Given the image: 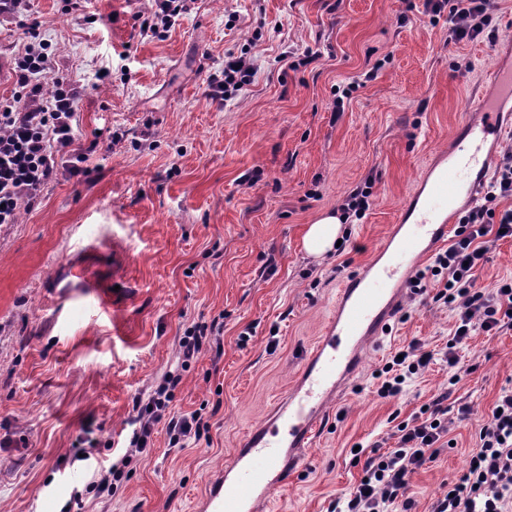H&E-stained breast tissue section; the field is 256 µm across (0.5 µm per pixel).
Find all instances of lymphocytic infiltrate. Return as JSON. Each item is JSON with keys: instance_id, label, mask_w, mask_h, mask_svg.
Returning <instances> with one entry per match:
<instances>
[{"instance_id": "lymphocytic-infiltrate-1", "label": "lymphocytic infiltrate", "mask_w": 512, "mask_h": 512, "mask_svg": "<svg viewBox=\"0 0 512 512\" xmlns=\"http://www.w3.org/2000/svg\"><path fill=\"white\" fill-rule=\"evenodd\" d=\"M432 21L447 17L449 41L461 44L476 39L492 25L493 0H424ZM52 68L50 44L28 43L14 57L12 72L18 95L0 99V225L18 221L21 208H34L45 186L60 170L87 174L86 150L74 148V121L80 96L78 86L66 76L53 78V89L44 92L41 79ZM256 68L247 54L228 56L221 76L211 77L210 97L232 100L249 86ZM50 76V75H49ZM512 150H506L488 183L481 203L462 211L454 241L437 254L432 265L418 271L408 288L411 295H432L448 305L455 317L453 333L445 348L429 350L411 340L375 373L382 398H394L406 381L425 372L434 360L448 366L445 388L420 415L398 424L393 448L373 445L362 476L349 495L337 499L332 512H391L407 489V476L433 460L435 444L450 425L471 414L466 404H452V387L461 379V360L473 336L512 328V279L492 288L477 287V273L489 261L488 239H512ZM224 328L194 325L179 341L178 368L166 372L147 398H135L136 430L120 462L97 470L89 489L96 496L111 497L124 476V468L148 451L157 425H164L170 445H184L200 438L205 428L200 411L174 413L171 403L181 381L180 372L197 360L207 346L219 343ZM497 411L479 432L480 446L463 475L435 501L432 512H512V389L496 402Z\"/></svg>"}]
</instances>
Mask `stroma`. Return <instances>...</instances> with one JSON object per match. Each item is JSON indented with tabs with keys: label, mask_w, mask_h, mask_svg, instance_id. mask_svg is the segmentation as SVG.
I'll use <instances>...</instances> for the list:
<instances>
[{
	"label": "stroma",
	"mask_w": 512,
	"mask_h": 512,
	"mask_svg": "<svg viewBox=\"0 0 512 512\" xmlns=\"http://www.w3.org/2000/svg\"><path fill=\"white\" fill-rule=\"evenodd\" d=\"M29 0L34 29L0 25V60L38 38L54 72L86 85L75 145L88 176L59 174L41 203L0 226V512H206L212 482L247 430L294 381L342 279L383 238L426 164L447 149L489 72L512 51V0H497L495 41H448L447 21L403 0H190L160 37L141 35L151 0ZM248 49L253 84L235 100L205 96L224 57ZM317 62L300 65L304 51ZM473 62L456 70L457 58ZM112 80L98 82L100 69ZM359 87L335 112L338 89ZM120 142L105 150L107 133ZM371 183L370 208L345 224L340 250L313 258L307 228ZM79 259L110 286L105 301L53 296ZM224 325L183 374L172 408L202 410L200 441L170 447L164 426L111 503L87 494L135 429L133 400L177 360L188 326ZM452 311L404 301L382 348L329 408L309 465L273 494L272 512H331L359 481L354 445H370L444 387L435 361L395 399L374 377L412 339L445 346ZM453 397L471 408L408 477L410 512H431L465 471L479 430L512 387V329L477 335ZM91 449L80 460L76 449Z\"/></svg>",
	"instance_id": "stroma-1"
}]
</instances>
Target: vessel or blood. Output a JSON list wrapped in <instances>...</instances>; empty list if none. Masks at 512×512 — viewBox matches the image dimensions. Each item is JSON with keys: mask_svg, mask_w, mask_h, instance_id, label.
Masks as SVG:
<instances>
[{"mask_svg": "<svg viewBox=\"0 0 512 512\" xmlns=\"http://www.w3.org/2000/svg\"><path fill=\"white\" fill-rule=\"evenodd\" d=\"M491 81L498 102H478L477 118L461 122L457 144L440 154L409 195L373 258L339 284L295 382L225 462L209 499L213 512H269L273 491L306 467V450L327 409L397 318L412 272L447 243L456 201H474L486 182L503 134L501 106L512 100V66L494 69Z\"/></svg>", "mask_w": 512, "mask_h": 512, "instance_id": "b4317fda", "label": "vessel or blood"}]
</instances>
